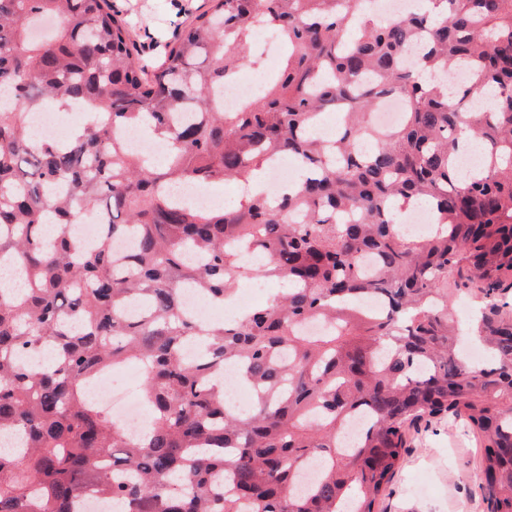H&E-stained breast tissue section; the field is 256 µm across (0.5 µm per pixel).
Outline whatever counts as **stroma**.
Listing matches in <instances>:
<instances>
[{
    "mask_svg": "<svg viewBox=\"0 0 512 512\" xmlns=\"http://www.w3.org/2000/svg\"><path fill=\"white\" fill-rule=\"evenodd\" d=\"M128 21L151 66L164 55L185 22L202 11L205 0H110ZM482 450L461 418L423 421L412 429L401 466L377 508L379 512H489L478 487Z\"/></svg>",
    "mask_w": 512,
    "mask_h": 512,
    "instance_id": "1",
    "label": "stroma"
}]
</instances>
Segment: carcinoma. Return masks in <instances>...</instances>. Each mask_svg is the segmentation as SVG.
<instances>
[{"label": "carcinoma", "mask_w": 512, "mask_h": 512, "mask_svg": "<svg viewBox=\"0 0 512 512\" xmlns=\"http://www.w3.org/2000/svg\"><path fill=\"white\" fill-rule=\"evenodd\" d=\"M210 2L150 70L109 0H0L12 100L0 109V263L25 280L0 289V430L27 442L0 453V512H72L87 490L119 504L110 512H374L409 425L445 416L481 437L490 512H512V0H437L439 18L378 25L360 24L363 0ZM43 19L54 26L37 41ZM257 24L288 55L259 100L226 112L224 84ZM460 65L471 81L451 99L420 80L424 66ZM487 88L494 104L472 108ZM389 95L408 110L383 131L370 111ZM46 103L85 109L69 146L31 137ZM338 108L339 134L315 135ZM144 128L166 145L161 167L120 140ZM466 134L484 160L462 175ZM281 155L309 171L295 191L231 209L174 194L245 184ZM418 199L434 230L406 238L398 206ZM85 214L104 218L89 249L65 232ZM125 237L134 251L119 257ZM251 276L290 288L204 332L181 307L185 285L223 305ZM462 291L478 303L467 333L490 353L484 366L458 347L449 309ZM368 296L385 312L366 311ZM130 301L143 308L134 318ZM135 361L153 415L139 441L86 395ZM226 363L253 391L246 413L226 405ZM357 415L366 423L345 446ZM314 460L315 480L295 492Z\"/></svg>", "instance_id": "obj_1"}]
</instances>
